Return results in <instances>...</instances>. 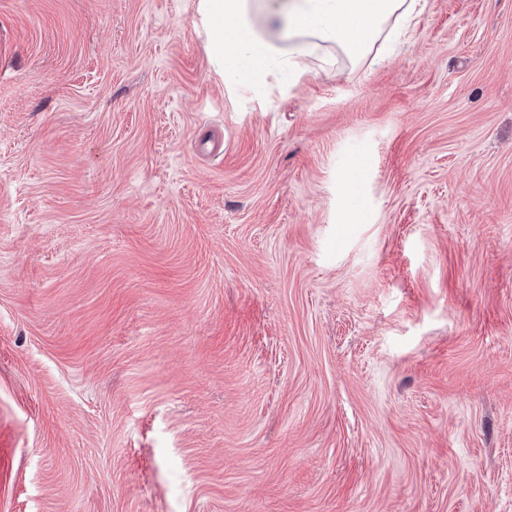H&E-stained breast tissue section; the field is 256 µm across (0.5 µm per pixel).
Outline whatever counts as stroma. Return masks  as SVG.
Here are the masks:
<instances>
[{
  "mask_svg": "<svg viewBox=\"0 0 512 512\" xmlns=\"http://www.w3.org/2000/svg\"><path fill=\"white\" fill-rule=\"evenodd\" d=\"M197 7L0 0V512H512V0L260 96Z\"/></svg>",
  "mask_w": 512,
  "mask_h": 512,
  "instance_id": "stroma-1",
  "label": "stroma"
}]
</instances>
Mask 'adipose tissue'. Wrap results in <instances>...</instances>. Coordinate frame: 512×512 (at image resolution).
Here are the masks:
<instances>
[{"label": "adipose tissue", "instance_id": "1", "mask_svg": "<svg viewBox=\"0 0 512 512\" xmlns=\"http://www.w3.org/2000/svg\"><path fill=\"white\" fill-rule=\"evenodd\" d=\"M426 0H200L212 59L235 88L298 82L333 51L365 60L379 39L407 36Z\"/></svg>", "mask_w": 512, "mask_h": 512}]
</instances>
